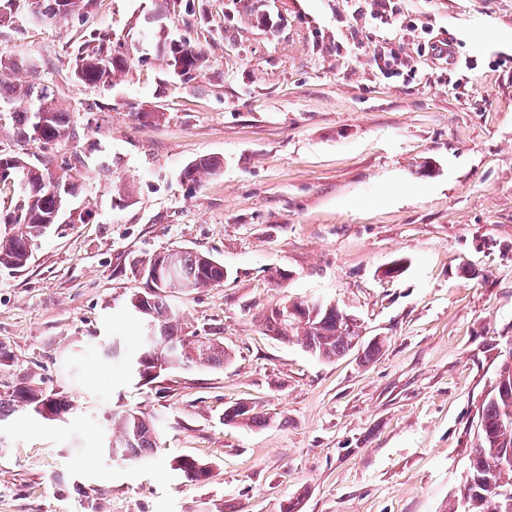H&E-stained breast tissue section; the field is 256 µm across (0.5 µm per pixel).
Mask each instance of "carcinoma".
<instances>
[{
  "instance_id": "cac0c4a2",
  "label": "carcinoma",
  "mask_w": 512,
  "mask_h": 512,
  "mask_svg": "<svg viewBox=\"0 0 512 512\" xmlns=\"http://www.w3.org/2000/svg\"><path fill=\"white\" fill-rule=\"evenodd\" d=\"M37 17L51 22L85 10L92 0H37ZM154 47L162 56L169 71L180 66L178 78L190 82L209 68L204 51L185 39L168 37L165 31L154 33ZM132 58L128 48L112 40V33L95 31L82 40L72 53V75L84 84L94 87L112 85V78L129 69ZM0 112L9 113L13 137L29 145L42 147L59 145L73 137L70 112L56 98L49 86L26 81L17 86L0 82ZM0 169L18 174L26 184V193L0 205V225L9 243H0V269L20 271L30 262L35 241L43 235L47 224H57L64 216L69 200L74 196L77 183L72 176H61L49 169L46 161L34 162L13 150L0 148ZM221 161L215 157L200 158L189 163L180 179L197 184L202 178L216 174ZM162 265L166 275L160 283L144 276L148 292L131 298L135 302L145 298L149 314L146 322L155 324L156 330L176 337L179 349L171 352L157 347L159 336L149 335L143 326L142 344L131 366L140 380H154V363L161 360L167 368L193 366L222 367L230 360L224 346L216 339L181 335L172 324V314L166 302L168 293L177 289L193 292L200 288L217 286L224 281V265L208 254L174 250L164 251L141 261V269ZM270 335L284 340L297 338L308 352L332 360L350 352L351 338L357 332L349 331L335 311L321 310L315 315L305 312L301 317L272 323L264 319ZM19 359L0 345V421L18 411L54 420L64 419L72 410L71 402L59 392L35 390L37 384L46 383L45 377L35 370L15 373ZM479 444L467 449L468 472L462 498L465 506L450 512H512V373L506 379H494L487 396L477 411ZM229 421L265 426L268 417L252 409L231 407L224 411ZM158 434L154 424L136 412L122 419L120 435L108 440V450L137 459L153 453ZM176 467L190 482H203L210 478L207 464L191 457L176 460Z\"/></svg>"
}]
</instances>
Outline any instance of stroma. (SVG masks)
Wrapping results in <instances>:
<instances>
[{"label":"stroma","mask_w":512,"mask_h":512,"mask_svg":"<svg viewBox=\"0 0 512 512\" xmlns=\"http://www.w3.org/2000/svg\"><path fill=\"white\" fill-rule=\"evenodd\" d=\"M393 2L390 25L377 0H95L45 24L22 0L0 25V53L34 63L76 132L29 153L79 172L29 265L0 269V344L73 404L0 421V512H449L512 340V0ZM153 13L206 52L203 76L182 83L151 52L112 87L74 79L82 37L134 43ZM427 33L470 63L466 85L416 55ZM387 43L413 74L377 69ZM201 157L220 172L182 183ZM171 249L227 270L168 302L232 360L146 383L128 367L134 263ZM309 296L381 337L378 357L329 362L265 335L267 312ZM239 403L270 423L225 422ZM132 411L158 446L113 460ZM182 456L211 478L186 480Z\"/></svg>","instance_id":"obj_1"}]
</instances>
